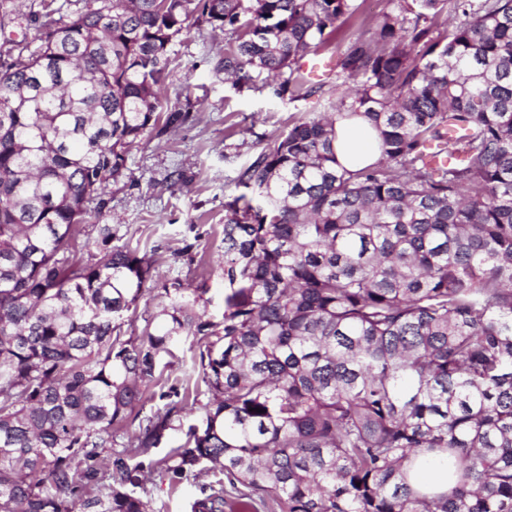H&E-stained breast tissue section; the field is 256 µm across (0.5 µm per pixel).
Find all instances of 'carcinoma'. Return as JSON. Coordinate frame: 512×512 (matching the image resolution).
<instances>
[{"label":"carcinoma","mask_w":512,"mask_h":512,"mask_svg":"<svg viewBox=\"0 0 512 512\" xmlns=\"http://www.w3.org/2000/svg\"><path fill=\"white\" fill-rule=\"evenodd\" d=\"M446 7L464 20L440 32ZM359 8L64 0L0 67V512H163L154 476L194 484L192 512H512V0H398L349 42L345 91L224 203L221 320L174 278L128 335L151 257L110 224L76 257L133 144L189 118L161 91L192 19L228 36L235 87L299 99L302 61ZM354 116L381 157L348 170L336 121ZM433 143L462 159L430 167ZM436 459L446 492L412 481Z\"/></svg>","instance_id":"obj_1"}]
</instances>
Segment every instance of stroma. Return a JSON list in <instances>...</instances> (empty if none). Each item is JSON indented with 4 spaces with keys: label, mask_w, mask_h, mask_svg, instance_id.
<instances>
[{
    "label": "stroma",
    "mask_w": 512,
    "mask_h": 512,
    "mask_svg": "<svg viewBox=\"0 0 512 512\" xmlns=\"http://www.w3.org/2000/svg\"><path fill=\"white\" fill-rule=\"evenodd\" d=\"M45 0H11L13 22L0 27V64L11 61L12 48L22 42L37 46ZM397 0H364L359 11L341 22L322 49L336 59L350 40L367 31L379 13L396 10ZM225 36L202 20L191 21L171 47V74L165 94L170 106L190 108L182 125L148 130L135 143L124 180L111 187L102 213L84 225L80 259L96 252L95 225L112 227L116 245H138L153 256L152 277L126 329H141L154 312L160 288L172 278L206 285V313L220 318L224 307V204L238 195L236 180L253 158L293 121L325 111L336 96V81L328 79L324 95L291 102L274 87L236 89L224 80L220 62ZM193 244L191 257L177 249Z\"/></svg>",
    "instance_id": "35a3bbf8"
}]
</instances>
